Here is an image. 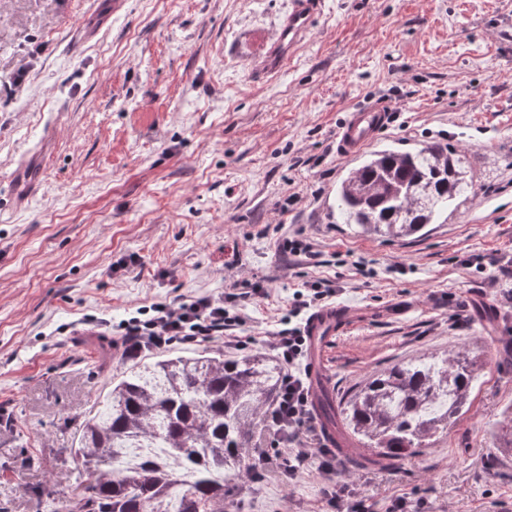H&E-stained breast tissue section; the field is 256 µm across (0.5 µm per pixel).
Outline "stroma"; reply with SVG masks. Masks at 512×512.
Wrapping results in <instances>:
<instances>
[{"mask_svg":"<svg viewBox=\"0 0 512 512\" xmlns=\"http://www.w3.org/2000/svg\"><path fill=\"white\" fill-rule=\"evenodd\" d=\"M0 0V512H67L86 473L82 419L131 365L138 309L264 286L239 303L249 353L328 280L353 313L328 349L329 393L415 357L482 363L468 411L417 455L360 469L371 512L512 508V458L491 431L512 414V0H322L275 76L259 36L290 0ZM393 104L372 150L430 141L463 154L478 193L426 234L343 223L336 153L351 108ZM42 153L39 190L7 192ZM312 255L289 254L288 241ZM113 346L102 360L97 345ZM318 474H244L224 512H334Z\"/></svg>","mask_w":512,"mask_h":512,"instance_id":"35a3bbf8","label":"stroma"}]
</instances>
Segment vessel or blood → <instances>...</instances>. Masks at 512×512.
Returning <instances> with one entry per match:
<instances>
[{"mask_svg": "<svg viewBox=\"0 0 512 512\" xmlns=\"http://www.w3.org/2000/svg\"><path fill=\"white\" fill-rule=\"evenodd\" d=\"M321 0H291L287 15L280 21L273 37L264 39L265 54L261 66L265 74L279 72L284 62L308 36ZM394 111L386 101H375L347 112L336 131V152L351 159L358 156L380 133L389 127ZM40 170L34 159L22 161L10 186L14 205H24L37 187ZM350 309L329 305L312 311L303 325L306 374L313 398H320L329 386L326 347L331 338L351 322Z\"/></svg>", "mask_w": 512, "mask_h": 512, "instance_id": "b4317fda", "label": "vessel or blood"}]
</instances>
